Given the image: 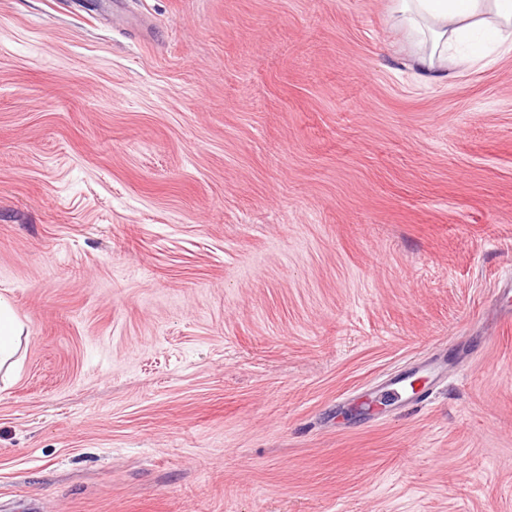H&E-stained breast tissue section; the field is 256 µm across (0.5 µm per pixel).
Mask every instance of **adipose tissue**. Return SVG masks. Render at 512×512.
Listing matches in <instances>:
<instances>
[{"label": "adipose tissue", "instance_id": "1", "mask_svg": "<svg viewBox=\"0 0 512 512\" xmlns=\"http://www.w3.org/2000/svg\"><path fill=\"white\" fill-rule=\"evenodd\" d=\"M391 23L421 49L415 67L427 82L447 79L492 48L512 52V0H393ZM28 335L13 305L0 296V372H16Z\"/></svg>", "mask_w": 512, "mask_h": 512}]
</instances>
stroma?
<instances>
[{
	"label": "stroma",
	"instance_id": "1",
	"mask_svg": "<svg viewBox=\"0 0 512 512\" xmlns=\"http://www.w3.org/2000/svg\"><path fill=\"white\" fill-rule=\"evenodd\" d=\"M391 7L0 0V512H512V52ZM28 336L25 323L13 305L0 296V371L16 372L21 361V348Z\"/></svg>",
	"mask_w": 512,
	"mask_h": 512
}]
</instances>
